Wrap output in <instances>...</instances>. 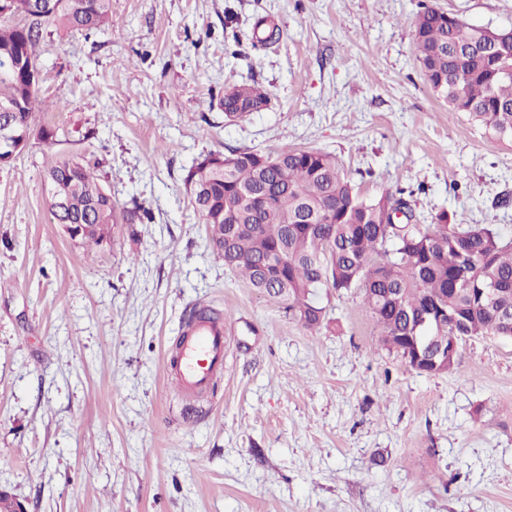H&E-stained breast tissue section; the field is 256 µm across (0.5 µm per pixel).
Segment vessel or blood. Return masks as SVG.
<instances>
[{"label":"vessel or blood","instance_id":"obj_1","mask_svg":"<svg viewBox=\"0 0 512 512\" xmlns=\"http://www.w3.org/2000/svg\"><path fill=\"white\" fill-rule=\"evenodd\" d=\"M226 331L215 322L190 323L171 354V367L188 392L207 390L224 371Z\"/></svg>","mask_w":512,"mask_h":512}]
</instances>
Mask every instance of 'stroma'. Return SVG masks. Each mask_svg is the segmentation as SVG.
<instances>
[{"label": "stroma", "instance_id": "obj_1", "mask_svg": "<svg viewBox=\"0 0 512 512\" xmlns=\"http://www.w3.org/2000/svg\"><path fill=\"white\" fill-rule=\"evenodd\" d=\"M512 28V0H430ZM419 0H112L91 36L48 27L41 123L0 167V492L21 512H512V339L466 341L450 374L379 343L359 289L309 331L225 267L184 176L231 150L333 152L364 196L495 222L512 239V142L449 109L413 55ZM266 19L278 44L253 47ZM269 104L226 120L225 86ZM98 162L140 238L72 240L44 171ZM233 334L196 397L169 358L196 306Z\"/></svg>", "mask_w": 512, "mask_h": 512}]
</instances>
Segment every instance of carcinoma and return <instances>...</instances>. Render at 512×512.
I'll list each match as a JSON object with an SVG mask.
<instances>
[{
    "mask_svg": "<svg viewBox=\"0 0 512 512\" xmlns=\"http://www.w3.org/2000/svg\"><path fill=\"white\" fill-rule=\"evenodd\" d=\"M11 17L0 14V56H17L24 66L0 68V114L17 132L48 141L52 130L35 125L40 79L33 76L46 27L88 36L112 20V0H45L43 12L23 23L12 25ZM262 24L255 22L254 45L277 42L279 29L262 32ZM413 43L437 97L512 139V30L474 25L421 2ZM268 99L262 86L241 83L224 88L223 105L243 120ZM44 179L65 202L62 212L48 202L53 223L87 225L77 235L85 243H108L116 230L133 238L150 219L140 204L112 200L81 159L56 160ZM184 185L224 266L306 330L325 320L319 289L358 288L380 343L422 375H438L452 346L454 371L463 343L475 336L512 339V241L492 224H451L446 211L420 224L405 188L365 197L324 150L211 153L193 162ZM271 259L274 285L261 271Z\"/></svg>",
    "mask_w": 512,
    "mask_h": 512,
    "instance_id": "carcinoma-1",
    "label": "carcinoma"
}]
</instances>
